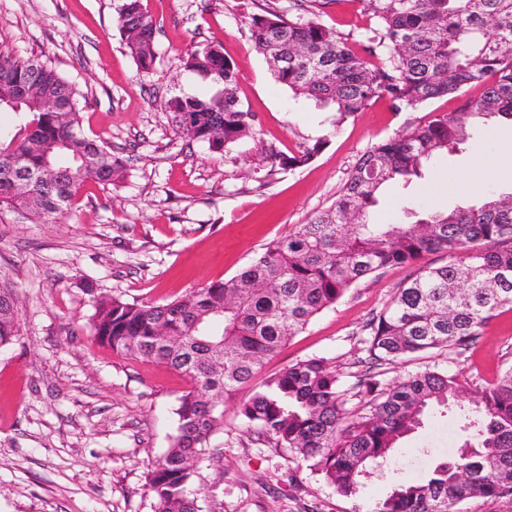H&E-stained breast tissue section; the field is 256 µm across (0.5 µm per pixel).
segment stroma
<instances>
[{"mask_svg":"<svg viewBox=\"0 0 512 512\" xmlns=\"http://www.w3.org/2000/svg\"><path fill=\"white\" fill-rule=\"evenodd\" d=\"M118 3L0 0V50L40 57L75 84L84 133L126 166L116 184H86L58 222L0 211V285L14 292L21 320L18 339L0 349V512L154 510L147 475L176 431L174 410L190 381L101 346L89 326L86 285L162 303L230 279L264 245L330 206L370 146L457 106L439 97L399 110L381 99L332 135L330 112L278 84L251 37L252 14L268 5L287 9L289 0H142L157 23L147 75L117 26ZM212 41L238 69V97L257 118L254 135L227 153L181 135L167 108L172 97L208 94L183 62ZM321 136L328 143L309 163L255 182L268 148L288 155ZM480 157L496 162L493 177L477 168ZM510 192L512 121L501 119L478 132L470 153L434 162L426 179L389 185L373 219L401 222L402 198L418 211L444 210ZM414 272L397 265L359 281L225 399L220 450L198 464L202 512H371L394 484L424 479L458 453L464 433L428 416L395 450L404 469L378 468L344 497L290 450L251 441L237 415L239 401L269 376L311 356L328 358L352 385L363 322ZM415 365L448 369L470 392L496 381L512 368V311L492 319L474 348L435 350Z\"/></svg>","mask_w":512,"mask_h":512,"instance_id":"stroma-1","label":"stroma"}]
</instances>
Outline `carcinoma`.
I'll return each mask as SVG.
<instances>
[{"label": "carcinoma", "instance_id": "cac0c4a2", "mask_svg": "<svg viewBox=\"0 0 512 512\" xmlns=\"http://www.w3.org/2000/svg\"><path fill=\"white\" fill-rule=\"evenodd\" d=\"M332 2L293 0L290 16L266 10L250 17L251 37L276 82L334 111L330 134L382 98L417 110L452 96L456 111L376 143L329 208L268 243L229 280L152 305L88 290L98 340L191 382L178 399L176 432L148 474L155 512H201L193 462L212 450L224 424V398L357 282L405 264L417 267L415 277L363 325V370L352 390L342 388L328 359L308 357L254 390L239 403L238 416L257 440L290 449L348 497L368 468L389 461L431 410L456 409L466 421L464 447L475 452H461L451 463L467 467V480L451 481L445 461L423 481L395 485L371 512H452L467 498L512 496L511 368L466 401L458 377L446 370L408 372L393 382L379 372L432 350H465L492 319L512 310V193L409 224L370 221L385 184L424 178L434 161L471 150L479 123L512 120V0H362L369 25L361 54L350 36L323 23ZM116 21L140 72L150 74L156 24L141 0H122ZM220 48L200 45L184 62L215 93L168 101L178 131L214 153L230 151L256 127L255 113L237 97L239 71ZM22 84L35 91L17 99ZM476 85L480 95L466 96ZM46 98L61 102L64 111L46 109ZM80 110L78 92L51 65L0 51V112L14 113L18 122L8 144L0 145V210L52 222L72 208L84 184L108 186L124 177L112 150L83 134ZM326 143L325 136L305 141L290 156L271 147L267 159L294 169ZM23 172L35 179L19 184ZM433 253L447 262H426ZM19 335L18 306L11 290L0 287V347ZM353 399L354 410L347 407Z\"/></svg>", "mask_w": 512, "mask_h": 512}]
</instances>
